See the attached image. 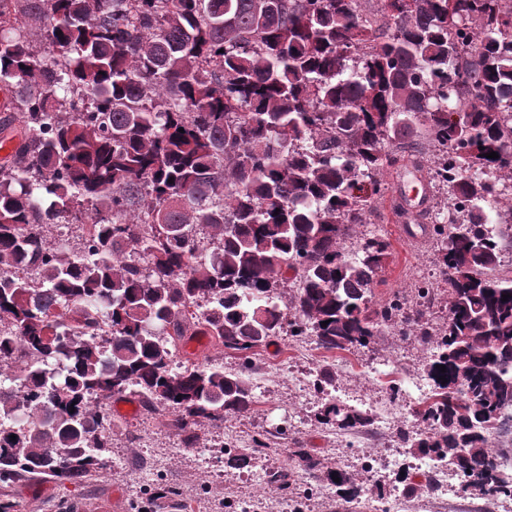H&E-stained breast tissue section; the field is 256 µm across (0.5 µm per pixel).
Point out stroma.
Instances as JSON below:
<instances>
[{
	"label": "stroma",
	"mask_w": 512,
	"mask_h": 512,
	"mask_svg": "<svg viewBox=\"0 0 512 512\" xmlns=\"http://www.w3.org/2000/svg\"><path fill=\"white\" fill-rule=\"evenodd\" d=\"M401 167L384 171L388 187L372 215V229L390 244V256L379 271L369 294V306L378 309L393 297L415 304L416 285L432 283L435 297L425 314L431 326H438L448 310L441 297L443 273L438 263L437 245L431 235L409 238L391 208L396 198ZM430 344L410 332L383 328L368 347L328 351L315 337L281 334L249 357L224 348L214 336H186L178 339L171 366L181 369L195 364H218L225 371L241 373L253 385L256 402L245 415H225L220 425L203 423L193 448H186L172 426L174 409L148 408L136 394H126L129 411L112 412V467L99 469L79 482L36 480L24 485H0V500L15 502V512H46L51 502L62 503L65 512H131L138 503L142 512H181L183 501L195 504V512H225V502L235 504V512H356V503L336 493L318 494L315 489L295 485V498L284 497L272 482L273 474L288 470L293 449L354 468L363 488L376 490L394 485L407 494L413 512H489L501 508V500H485L464 491L454 481L453 497L445 501L424 488L423 474L417 473V456L402 444L399 432L409 434L423 427V404L415 400V387L432 390L426 361ZM329 367L333 380L318 386V373ZM336 402L376 414L389 405L400 407L389 430L382 435L362 429L339 434L335 426L321 422L325 403ZM267 442L272 454L256 457L249 467L232 469L226 464V449L250 448L255 440ZM394 448L401 454V473L394 481L379 473L358 468L360 450L378 452Z\"/></svg>",
	"instance_id": "stroma-1"
}]
</instances>
